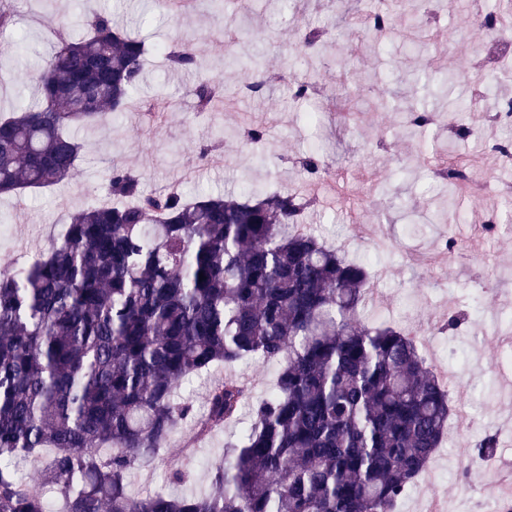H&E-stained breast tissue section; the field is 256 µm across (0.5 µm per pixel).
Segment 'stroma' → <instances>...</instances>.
<instances>
[{
  "mask_svg": "<svg viewBox=\"0 0 512 512\" xmlns=\"http://www.w3.org/2000/svg\"><path fill=\"white\" fill-rule=\"evenodd\" d=\"M355 5V0H291L287 6L281 0H248L242 8L229 0L220 11L210 8L207 0H195L191 12L175 16L157 0H13L12 26L0 35V45L20 36L27 47L13 61L0 64V109H9L18 92L31 91L35 71L48 61L57 33L77 32L86 10L118 13L136 28L149 49L137 98L147 105L175 100L180 109L154 125L146 124L141 113L128 112L107 128L78 129L84 150L71 178L0 198V213L9 218L0 225V273L25 265L36 252H48L60 241L70 211L106 200L113 162L138 173L148 193L177 189L189 196L217 195L236 191L245 181L276 190L300 187V159L311 143L323 144L330 161L358 174L363 192L311 211L308 227L343 244L352 258L370 251L367 232L391 241L371 270L379 290L374 318L412 330L418 343L433 340L457 361L481 363L480 372L464 375L477 414L476 429L467 441L473 445L495 434L496 464H512V365L496 344L484 339L485 327L512 320V236L492 239L483 232L499 198H477L461 218L446 215L436 202L439 188L432 171L422 163L404 165V158L418 154L420 143L399 136L398 114L388 106L396 96L411 102L422 99L444 110L452 101L469 102L475 87H482L478 107L466 114L474 136L458 141L443 130L438 142L471 155L478 176L512 192V170L502 169L485 151L488 138L505 135L489 116L512 96V81L493 79L479 64L481 28L473 5H462L461 0H453L447 20L429 36L413 29L411 13L401 6L385 41L371 44L355 36L344 54H328L325 65L310 68L306 53L291 36L297 19L328 28ZM241 15L250 50L279 79L266 94L241 93L236 111H197L188 89L198 78L227 89H239L244 81L243 69L222 61L224 27ZM178 41L194 44L207 58L203 74L169 69L162 49ZM304 75L316 81L317 93L303 105L292 99L289 83ZM343 87L353 107L365 115L361 127L336 114ZM249 123L268 128L273 153L269 164L258 162L242 136ZM204 148L209 157L202 162L198 154ZM376 184L386 187V194L372 193ZM448 225L465 249L441 262L440 234ZM452 299L465 316L454 333L442 328ZM191 432L190 426H182L167 448L133 473L132 493L172 489L176 467L193 474L198 486L209 484L212 470L224 461L225 443L236 439L239 429H215L198 438L189 453L184 443ZM427 468L396 512H429L434 505L441 512H480L479 500H500L497 474L483 473L478 460L468 467L461 464L450 442H443Z\"/></svg>",
  "mask_w": 512,
  "mask_h": 512,
  "instance_id": "obj_1",
  "label": "stroma"
}]
</instances>
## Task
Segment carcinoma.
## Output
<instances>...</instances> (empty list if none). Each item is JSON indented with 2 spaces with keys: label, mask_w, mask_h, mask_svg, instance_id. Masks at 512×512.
Instances as JSON below:
<instances>
[{
  "label": "carcinoma",
  "mask_w": 512,
  "mask_h": 512,
  "mask_svg": "<svg viewBox=\"0 0 512 512\" xmlns=\"http://www.w3.org/2000/svg\"><path fill=\"white\" fill-rule=\"evenodd\" d=\"M440 2L412 3L423 11L420 26L449 12ZM480 6L490 31L502 18L499 0ZM390 24L386 10L348 26L368 38ZM297 34L319 58L339 44L319 28ZM241 40L228 29L224 56L245 67L244 89L260 92L267 68L237 52ZM145 56L144 41L108 13L77 39L57 35L37 100L0 115V196L69 178L82 150L71 129L130 111ZM165 56L174 70L204 69L190 45ZM316 91L308 79L291 88L302 102ZM189 93L201 112H227L236 101L206 80ZM395 108L404 132L423 141L461 112ZM428 163L449 206L474 197L466 157ZM300 166L307 186L355 192L318 149ZM109 194L70 213L59 245L0 274V512H47L46 485L64 512H394L447 438L451 401L411 332L365 316L371 256L350 259L306 228L317 200L290 189L246 182L224 196L146 194L116 162ZM485 230L512 233V196ZM250 359L277 367L256 402L233 374ZM216 365L226 375L199 417L178 389ZM245 410L211 490L129 494L136 467L182 424L202 435ZM30 458L42 460L38 484L16 476V461Z\"/></svg>",
  "instance_id": "carcinoma-1"
}]
</instances>
